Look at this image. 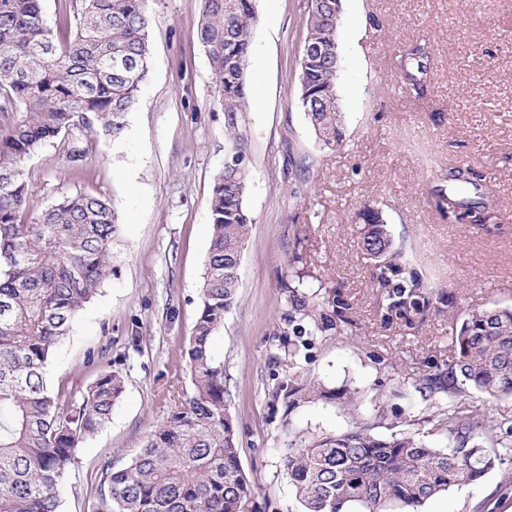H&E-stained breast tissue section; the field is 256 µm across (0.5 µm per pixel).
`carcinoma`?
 <instances>
[{
    "label": "carcinoma",
    "mask_w": 512,
    "mask_h": 512,
    "mask_svg": "<svg viewBox=\"0 0 512 512\" xmlns=\"http://www.w3.org/2000/svg\"><path fill=\"white\" fill-rule=\"evenodd\" d=\"M43 0H0V512H59V487L75 452L102 430L124 392L118 370H106L80 395L52 392L45 369L86 304L112 277L119 233L111 204L98 196H65L24 217L27 164L47 143L77 126L96 136L123 132L150 71L147 0H82L72 35L55 36ZM199 42L219 79L228 153L245 156L239 115L248 102L247 68L257 23L253 0H199ZM325 0L306 20V37L325 50L310 65L297 105L317 138L340 146L336 45L342 13ZM248 165L224 163L209 200L212 234L200 288V313L182 349L193 394L174 402L121 469L106 464L98 512H261L236 446L231 390L212 339L239 288L238 270L252 219L246 207ZM443 212L490 209L482 187L460 167L448 169ZM361 245L379 271L391 306L420 307L416 271L396 246L379 207L356 214ZM279 287L289 296L280 335L336 329L330 311L349 309L342 294L298 274ZM448 382L429 391L457 393L468 384L491 396L512 395V308L466 313L456 328ZM316 385L281 382L275 396L296 408L320 396ZM438 425L457 439L436 448L411 436L380 438L370 429L323 434L281 449L280 468L303 512H420L430 499L476 481L494 466L490 449L455 411Z\"/></svg>",
    "instance_id": "cac0c4a2"
}]
</instances>
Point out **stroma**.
I'll return each instance as SVG.
<instances>
[{
	"label": "stroma",
	"mask_w": 512,
	"mask_h": 512,
	"mask_svg": "<svg viewBox=\"0 0 512 512\" xmlns=\"http://www.w3.org/2000/svg\"><path fill=\"white\" fill-rule=\"evenodd\" d=\"M339 110L347 142H319L296 100L310 0H255L247 110L241 124L252 177L250 238L239 288L213 353L232 392L242 469L262 512H301L278 451L362 426L438 448L454 436L440 411L462 403L474 426L497 425L507 447L472 484L424 512H512V396L470 389L426 397L447 375L453 336L471 310L512 306V0H343ZM149 77L121 137L73 129L29 162L26 211L82 192L113 205L112 279L80 313L46 369L54 391L88 386L113 367L125 391L110 423L77 452L60 512H93L103 464L120 469L169 413L167 392L191 393L181 351L199 316L208 256V201L224 166L219 82L197 37L198 0H148ZM423 48L422 89L407 91L404 50ZM85 156L68 163V147ZM451 167L469 169L494 200L480 223L441 213L435 192ZM382 207L426 302L392 310L352 218ZM349 308L328 336H299L293 366L278 358L286 310L279 286L293 257ZM142 341L132 346V331ZM321 387L287 410L282 380Z\"/></svg>",
	"instance_id": "stroma-1"
}]
</instances>
